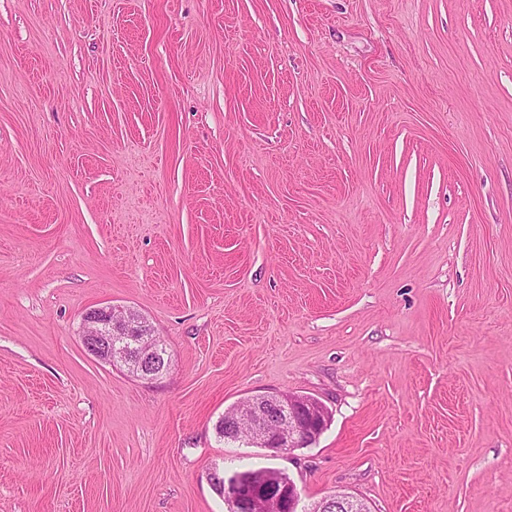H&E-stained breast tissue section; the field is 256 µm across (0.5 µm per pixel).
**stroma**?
Returning <instances> with one entry per match:
<instances>
[{
  "label": "stroma",
  "instance_id": "1",
  "mask_svg": "<svg viewBox=\"0 0 512 512\" xmlns=\"http://www.w3.org/2000/svg\"><path fill=\"white\" fill-rule=\"evenodd\" d=\"M153 326L161 378L88 355ZM315 444L224 442L255 395ZM512 512V0H0V512ZM82 341L88 354L112 365L126 364L142 379L167 373L169 355L151 327L131 309L106 305L88 310ZM252 404L247 441L276 452L312 445L329 422L328 409L310 396L264 397L252 400ZM209 480L211 484L217 483L223 489L233 511L267 512V507L274 504L279 512H304L297 510L300 494L295 483L288 482V485H284L273 473L265 472L251 476L248 481L251 491L241 483L238 476L226 478L224 471L221 473L218 469L209 473ZM334 506H336V512H369L363 502L344 493L329 495L307 512H331Z\"/></svg>",
  "mask_w": 512,
  "mask_h": 512
}]
</instances>
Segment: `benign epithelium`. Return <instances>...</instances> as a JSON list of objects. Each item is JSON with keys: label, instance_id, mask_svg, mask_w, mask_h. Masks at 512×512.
<instances>
[{"label": "benign epithelium", "instance_id": "7a95c632", "mask_svg": "<svg viewBox=\"0 0 512 512\" xmlns=\"http://www.w3.org/2000/svg\"><path fill=\"white\" fill-rule=\"evenodd\" d=\"M83 322V345L93 357L109 364H125L147 380L169 370L166 348L136 312L106 305L88 310ZM247 422L248 442L289 452L315 443L328 425L329 412L321 401L310 396H272L252 401ZM209 480L223 489L234 512H266L271 504L279 512H299L296 485L283 483L273 473L253 475L245 486L238 476L226 478L214 469ZM332 508L336 512H369L363 502L344 493L332 494L305 512H330Z\"/></svg>", "mask_w": 512, "mask_h": 512}]
</instances>
